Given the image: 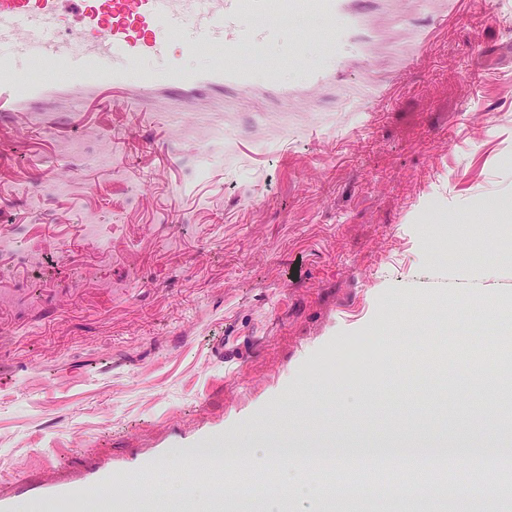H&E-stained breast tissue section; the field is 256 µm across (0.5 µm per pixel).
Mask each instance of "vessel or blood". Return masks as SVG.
Here are the masks:
<instances>
[{
    "label": "vessel or blood",
    "instance_id": "obj_1",
    "mask_svg": "<svg viewBox=\"0 0 512 512\" xmlns=\"http://www.w3.org/2000/svg\"><path fill=\"white\" fill-rule=\"evenodd\" d=\"M334 36L348 37L360 22L350 0H307ZM294 0H0V114L26 112L41 126L50 112L96 105L136 104L156 110L195 111L206 98L248 86L254 79L238 56L278 40L294 14ZM217 49L201 68L185 64L201 46ZM226 459L185 460L206 477L212 495L171 500L137 495L113 499V512H223ZM118 472L104 468L85 482L45 484L57 512H98V491L115 487Z\"/></svg>",
    "mask_w": 512,
    "mask_h": 512
}]
</instances>
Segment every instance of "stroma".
<instances>
[{"mask_svg": "<svg viewBox=\"0 0 512 512\" xmlns=\"http://www.w3.org/2000/svg\"><path fill=\"white\" fill-rule=\"evenodd\" d=\"M366 0L363 54L301 12L259 54L300 94L161 121L0 117V493L102 466L198 486L183 449L478 443L512 415L453 365L410 381L407 340L494 343L512 320V0ZM343 62L336 83L306 84ZM94 224L97 235L84 232ZM394 461L362 512H418Z\"/></svg>", "mask_w": 512, "mask_h": 512, "instance_id": "35a3bbf8", "label": "stroma"}]
</instances>
